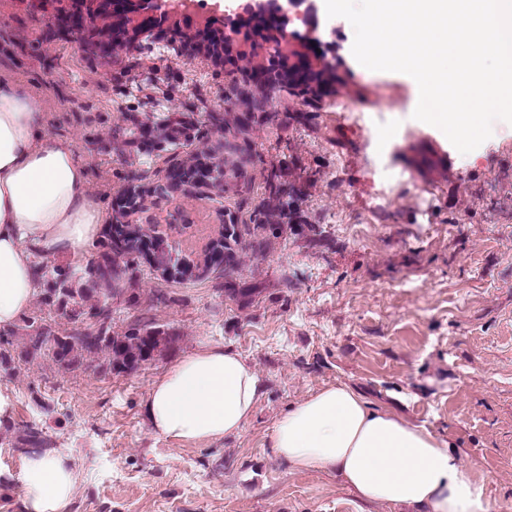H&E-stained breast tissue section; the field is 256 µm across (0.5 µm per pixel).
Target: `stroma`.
I'll list each match as a JSON object with an SVG mask.
<instances>
[{
    "mask_svg": "<svg viewBox=\"0 0 512 512\" xmlns=\"http://www.w3.org/2000/svg\"><path fill=\"white\" fill-rule=\"evenodd\" d=\"M319 32L347 86L309 125L256 130L242 171L257 189L264 167L285 155L295 162L286 179L311 173L301 208L329 246L292 235L247 258L239 279L261 291L249 305L221 292L223 270L175 283L141 265L139 287L173 298L152 311L179 332L173 350L130 374H62L46 362L0 374L11 421L35 425L52 451L71 456L69 512H401L274 456L277 420L336 383L450 442L484 481L493 512H512V125L467 162L441 130L413 118L412 77L367 71L344 23L324 18ZM0 72L40 99L48 138L73 142L105 215L137 190L129 223L155 225L186 259L201 257L235 197L195 187L155 194L186 149L122 154L112 128L129 114L150 123L188 112L198 146L223 159L228 137L207 121L226 107L222 66L189 60L165 39L105 53L52 15L0 0ZM418 144L438 158L435 169L407 164ZM207 344L234 347L261 376L252 418L218 441L155 434L141 411L152 383ZM14 443L0 437V512H23L26 455Z\"/></svg>",
    "mask_w": 512,
    "mask_h": 512,
    "instance_id": "35a3bbf8",
    "label": "stroma"
}]
</instances>
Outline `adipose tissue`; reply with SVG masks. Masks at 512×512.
Returning a JSON list of instances; mask_svg holds the SVG:
<instances>
[{
	"instance_id": "ef3b65f1",
	"label": "adipose tissue",
	"mask_w": 512,
	"mask_h": 512,
	"mask_svg": "<svg viewBox=\"0 0 512 512\" xmlns=\"http://www.w3.org/2000/svg\"><path fill=\"white\" fill-rule=\"evenodd\" d=\"M45 127L39 99L0 74V329L15 326L35 298L32 247L81 256L104 220L72 142L48 138ZM263 392L245 356L207 345L156 378L143 412L160 436L212 441L239 435ZM270 446L292 469L336 475L367 501L413 512H491L484 482L452 444L346 384L288 409ZM75 481L66 452L32 454L22 473L25 512H66Z\"/></svg>"
}]
</instances>
